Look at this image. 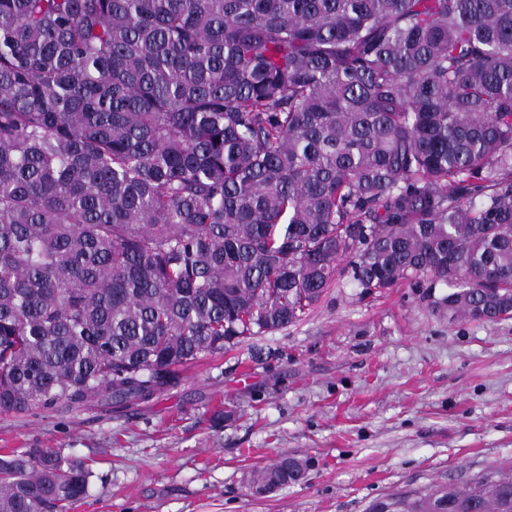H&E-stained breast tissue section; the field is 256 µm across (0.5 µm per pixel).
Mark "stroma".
I'll list each match as a JSON object with an SVG mask.
<instances>
[{
    "instance_id": "obj_1",
    "label": "stroma",
    "mask_w": 512,
    "mask_h": 512,
    "mask_svg": "<svg viewBox=\"0 0 512 512\" xmlns=\"http://www.w3.org/2000/svg\"><path fill=\"white\" fill-rule=\"evenodd\" d=\"M85 462L71 512H366L396 489L512 465V318L449 319L424 278L365 292L341 274L295 324L188 366L120 412L0 413V454ZM283 455L307 479L251 494ZM309 463L306 460L292 457L281 456L270 465L251 471L246 476V484L249 490L255 494L260 493L262 488L278 482L286 484L287 473L307 474Z\"/></svg>"
}]
</instances>
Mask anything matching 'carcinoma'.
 Returning <instances> with one entry per match:
<instances>
[{
  "label": "carcinoma",
  "mask_w": 512,
  "mask_h": 512,
  "mask_svg": "<svg viewBox=\"0 0 512 512\" xmlns=\"http://www.w3.org/2000/svg\"><path fill=\"white\" fill-rule=\"evenodd\" d=\"M343 260L512 311V0H0L1 413L147 402ZM90 476L0 455V512H69ZM384 501L512 512V475Z\"/></svg>",
  "instance_id": "cac0c4a2"
}]
</instances>
